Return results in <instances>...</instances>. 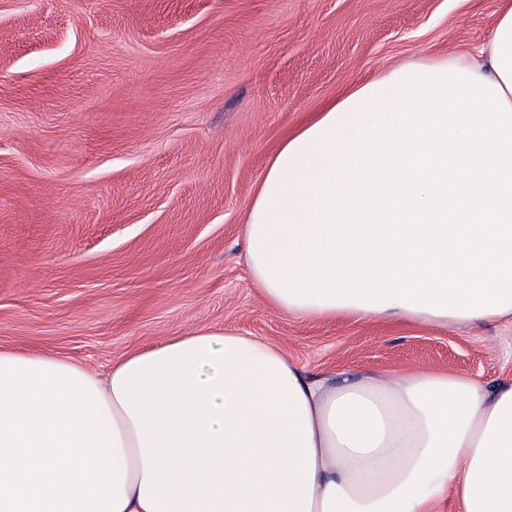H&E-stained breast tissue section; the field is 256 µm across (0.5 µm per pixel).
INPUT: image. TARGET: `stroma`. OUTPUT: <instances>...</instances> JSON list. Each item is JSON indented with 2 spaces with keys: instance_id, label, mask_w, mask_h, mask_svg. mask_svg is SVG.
Masks as SVG:
<instances>
[{
  "instance_id": "35a3bbf8",
  "label": "stroma",
  "mask_w": 512,
  "mask_h": 512,
  "mask_svg": "<svg viewBox=\"0 0 512 512\" xmlns=\"http://www.w3.org/2000/svg\"><path fill=\"white\" fill-rule=\"evenodd\" d=\"M497 0H0V348L106 371L186 332L310 377L512 374V324L298 319L244 260L284 136L348 86L473 51Z\"/></svg>"
}]
</instances>
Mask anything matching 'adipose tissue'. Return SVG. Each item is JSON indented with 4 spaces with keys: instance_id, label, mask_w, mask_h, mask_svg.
Wrapping results in <instances>:
<instances>
[{
    "instance_id": "ef3b65f1",
    "label": "adipose tissue",
    "mask_w": 512,
    "mask_h": 512,
    "mask_svg": "<svg viewBox=\"0 0 512 512\" xmlns=\"http://www.w3.org/2000/svg\"><path fill=\"white\" fill-rule=\"evenodd\" d=\"M245 250L297 318H512V0L476 53L357 83L286 137ZM0 512H512V377L313 379L225 330L104 375L1 349Z\"/></svg>"
}]
</instances>
